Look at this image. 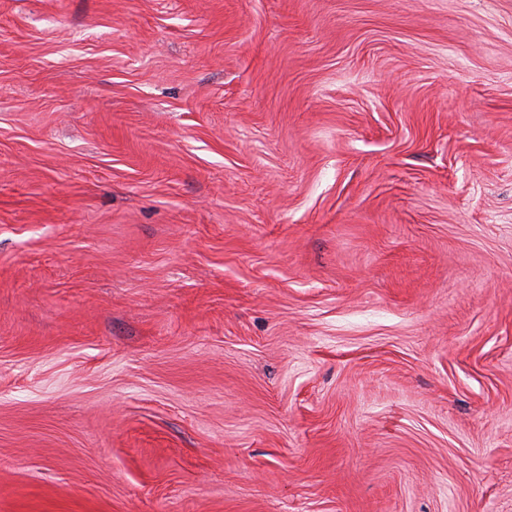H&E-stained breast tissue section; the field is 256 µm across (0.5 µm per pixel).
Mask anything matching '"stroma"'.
<instances>
[{
    "instance_id": "stroma-1",
    "label": "stroma",
    "mask_w": 512,
    "mask_h": 512,
    "mask_svg": "<svg viewBox=\"0 0 512 512\" xmlns=\"http://www.w3.org/2000/svg\"><path fill=\"white\" fill-rule=\"evenodd\" d=\"M0 512H512V0H0Z\"/></svg>"
}]
</instances>
